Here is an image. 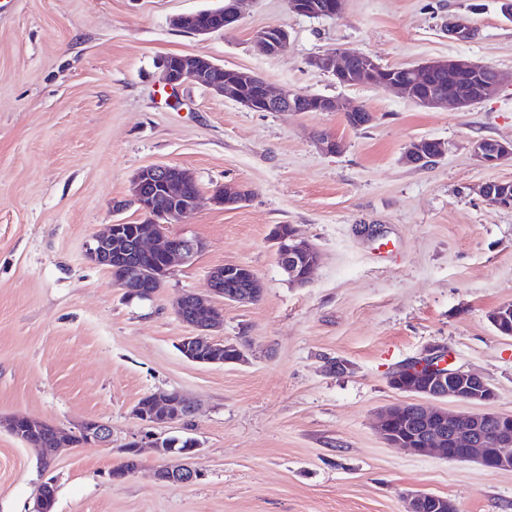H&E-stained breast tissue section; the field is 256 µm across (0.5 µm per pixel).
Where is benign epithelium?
I'll return each mask as SVG.
<instances>
[{"label": "benign epithelium", "instance_id": "7a95c632", "mask_svg": "<svg viewBox=\"0 0 512 512\" xmlns=\"http://www.w3.org/2000/svg\"><path fill=\"white\" fill-rule=\"evenodd\" d=\"M241 0H224V27L234 26L240 19ZM339 0H327L326 4L316 7L305 0H288L290 12L310 17L334 16L340 13ZM290 43L286 28L277 27V36L268 37V33L255 35V44L266 55H279L288 50ZM451 67L460 73L476 79V83L463 89L455 83L438 91L427 89L431 72L439 66L436 61L416 66H406L403 73L395 75L383 68L371 56L353 49H336L318 54L310 59V65L336 79L342 86L364 84L371 87L391 88L402 97L424 108H436L449 103L458 108L467 107L470 99L485 101L495 97L503 87V78L494 72L492 79L484 81L481 76L490 70V66L472 59L457 58L450 60ZM165 84L176 88L185 82L203 86L233 100L254 112H333L337 104L332 99H313L291 88L272 87L266 80L241 70L225 68L212 60L197 56L184 58L181 62L180 76L169 71L168 62H163ZM258 83L254 95L241 98L236 87L242 83ZM474 156L482 163L494 166L512 160V143L497 140L479 139L472 143ZM445 154V146L439 140L423 139L410 144L405 152L406 159L414 165H422L429 160H438ZM194 176L187 170L176 173V167L170 165L148 166L137 171L131 180V201L144 215V230L113 249V235L120 234L122 224L118 221L108 229L92 237L88 244V259L107 270L123 255L135 253L140 256L158 254L161 263L149 271L156 287H161L177 261L188 263L202 251L199 240L182 237L178 240L166 235L165 226L171 221L181 220L193 215L199 204L200 195L183 196L184 185ZM160 188L168 196L180 200L178 209L159 211L152 201V189ZM277 259L280 267L293 281L309 280L311 270L317 261L305 262L308 255H318L310 244L300 241L294 233L278 239ZM245 280L240 288L233 287L239 280ZM212 294L224 298L227 304H244L255 300L260 280L253 269L241 264L227 263L216 267L208 275ZM191 315V325L195 332L184 337L181 342L182 354L192 362L201 365H220L224 363V348L228 344L211 336V331L221 327L224 311L210 301L195 295L185 294L176 302L175 311L179 319H185V313ZM411 370L425 374L428 385L421 389L410 382L398 383L399 390L420 394L434 401L454 399L471 404H479L495 398L496 393L486 379L477 373L454 368L448 363V350L434 345L418 356L410 359ZM149 409L136 404L131 414L144 426L173 425L193 413L194 407L181 393L158 391L148 395ZM406 404L391 406L381 412L378 429L392 447L407 455L426 456L439 454L455 462H474L488 471H512V416H503L495 412H476L449 414L417 404L416 418L410 419ZM14 437L22 434H37L42 421L25 416H11L0 421ZM58 435H70L80 438L89 446H102L111 443L110 427L98 419H84L72 429L56 427ZM148 442L156 453L163 458H176L180 464L163 466L156 472L157 479L167 484H190L204 477L202 470L192 466V460L199 456V442L191 448H165L162 435L150 433L137 442L142 447ZM56 493L55 484H41L37 492L34 512H52ZM408 512H446L448 500L440 496L409 491L406 493Z\"/></svg>", "mask_w": 512, "mask_h": 512}]
</instances>
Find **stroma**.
Listing matches in <instances>:
<instances>
[{
  "label": "stroma",
  "instance_id": "obj_1",
  "mask_svg": "<svg viewBox=\"0 0 512 512\" xmlns=\"http://www.w3.org/2000/svg\"><path fill=\"white\" fill-rule=\"evenodd\" d=\"M218 3L0 0V417L112 429L108 446L55 449L47 469L0 429V512H31L50 478L54 512H406L412 489L457 512H512L511 471L409 456L375 428L380 411L411 399L390 386L392 369L432 344L493 386L490 409L512 414V337L488 319L512 303V209L478 193L512 182V162L486 166L471 151L479 138L512 142V85L468 109H426L308 64L351 48L389 67L469 58L511 74L500 0H343L333 17L244 0L232 29L195 36L172 24ZM459 19L475 39L449 36ZM273 25L290 46L267 56L254 36ZM172 54L347 100L373 120L352 128L340 112H253L191 82L170 89L162 62ZM324 136L342 151L325 153ZM425 137L444 141L445 156L405 163ZM153 164L196 178L198 212L168 232L204 248L151 299L130 301L86 244L113 221L142 222L130 184ZM224 184L248 201L213 205ZM280 224L320 255L306 286L277 263ZM225 263L252 268L263 291L244 306L216 298L218 336L245 359L201 366L178 349L192 328L172 303L207 293L209 271ZM160 390L196 407L168 432L200 441L204 479L158 482L165 460L147 448L135 473L109 483L145 431L132 407Z\"/></svg>",
  "mask_w": 512,
  "mask_h": 512
}]
</instances>
